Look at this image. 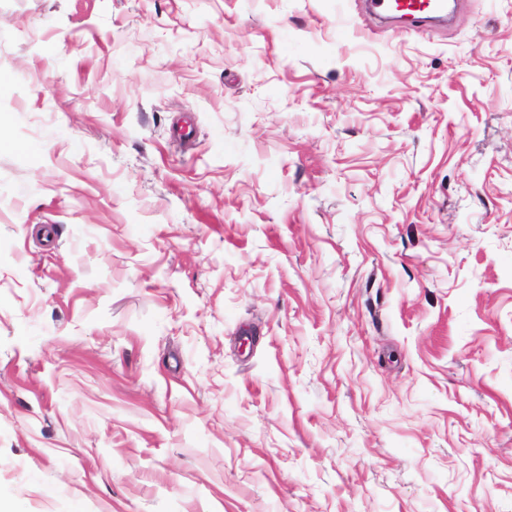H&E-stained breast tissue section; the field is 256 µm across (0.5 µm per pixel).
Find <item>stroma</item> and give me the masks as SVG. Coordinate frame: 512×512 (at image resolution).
Masks as SVG:
<instances>
[{"mask_svg": "<svg viewBox=\"0 0 512 512\" xmlns=\"http://www.w3.org/2000/svg\"><path fill=\"white\" fill-rule=\"evenodd\" d=\"M0 0V502L512 512V0ZM445 0H368L370 10L377 16L388 15L412 25H419L436 15L448 12Z\"/></svg>", "mask_w": 512, "mask_h": 512, "instance_id": "stroma-1", "label": "stroma"}]
</instances>
